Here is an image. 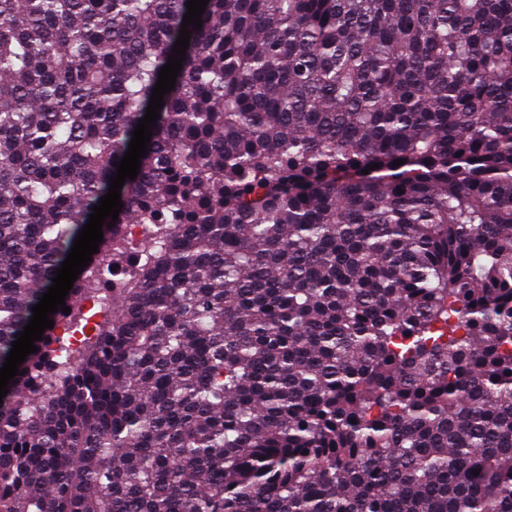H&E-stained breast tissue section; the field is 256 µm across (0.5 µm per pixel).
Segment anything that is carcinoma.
<instances>
[{
	"label": "carcinoma",
	"mask_w": 512,
	"mask_h": 512,
	"mask_svg": "<svg viewBox=\"0 0 512 512\" xmlns=\"http://www.w3.org/2000/svg\"><path fill=\"white\" fill-rule=\"evenodd\" d=\"M186 4L0 0V365ZM202 20L65 298L110 318L0 399V512H512V0Z\"/></svg>",
	"instance_id": "obj_1"
}]
</instances>
